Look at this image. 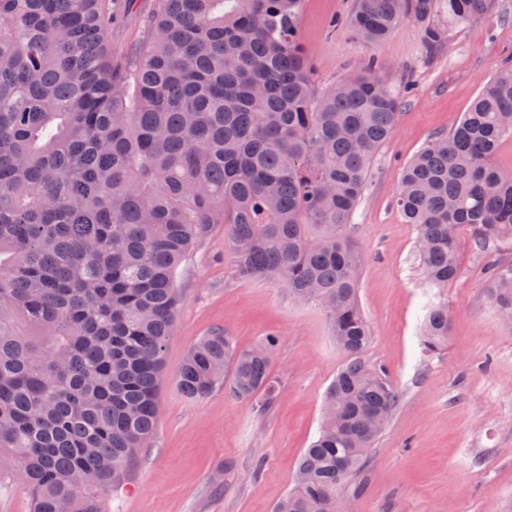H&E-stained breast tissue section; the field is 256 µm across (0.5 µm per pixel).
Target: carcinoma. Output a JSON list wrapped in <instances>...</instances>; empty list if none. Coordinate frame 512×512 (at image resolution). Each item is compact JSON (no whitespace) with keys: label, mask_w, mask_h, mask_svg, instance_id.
<instances>
[{"label":"carcinoma","mask_w":512,"mask_h":512,"mask_svg":"<svg viewBox=\"0 0 512 512\" xmlns=\"http://www.w3.org/2000/svg\"><path fill=\"white\" fill-rule=\"evenodd\" d=\"M133 0H0V481L27 487L33 512H102L155 432L174 275L213 225L247 280L321 305L349 356L303 449L294 488L273 512H336L398 403L362 355L358 255L342 232L398 98L367 70L317 94L298 37L301 0H158L138 44L112 49ZM448 22L494 0H444ZM437 0H355L350 25L381 42ZM447 31L429 25L425 44ZM512 137V66L458 126L405 167L396 205L416 225L425 283L459 270V230L476 249L512 242V175L491 164ZM512 315V264L487 279ZM431 302L422 346L448 342ZM277 340L241 349L202 337L175 377L203 399L231 368L232 395L275 401Z\"/></svg>","instance_id":"1"}]
</instances>
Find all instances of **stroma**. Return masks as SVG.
Masks as SVG:
<instances>
[{
	"mask_svg": "<svg viewBox=\"0 0 512 512\" xmlns=\"http://www.w3.org/2000/svg\"><path fill=\"white\" fill-rule=\"evenodd\" d=\"M354 0H302L299 38L317 90L358 72L368 58L398 97L391 137L375 152L344 235L360 254L359 302L373 339L364 360L399 394L393 417L359 476L339 494L353 512H512V328L486 292L485 270L512 263V243L477 251L460 243L458 277L445 288L423 282L417 230L394 199L407 163L459 123L483 86L512 63V0L448 27L427 51L426 25L404 19L377 46L349 24ZM181 301L166 353L153 441L140 449L123 487L105 492V512H272L294 486L298 459L316 436L323 397L347 354L326 311L293 300L285 286L243 280L223 225H214L176 275ZM447 304V349L425 354L418 335L429 301ZM222 329L248 348L273 335L278 393L257 413L221 384L186 399L173 379L191 348Z\"/></svg>",
	"mask_w": 512,
	"mask_h": 512,
	"instance_id": "35a3bbf8",
	"label": "stroma"
}]
</instances>
